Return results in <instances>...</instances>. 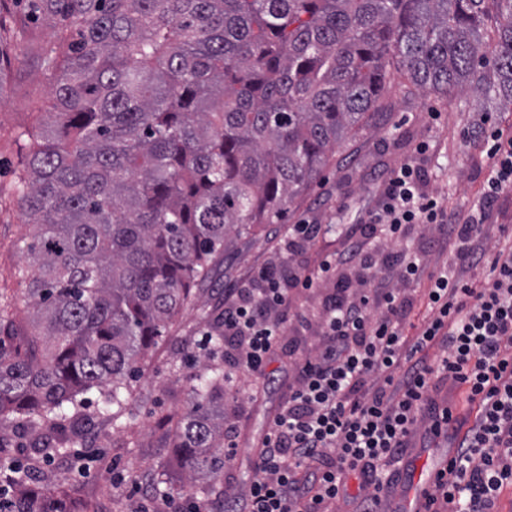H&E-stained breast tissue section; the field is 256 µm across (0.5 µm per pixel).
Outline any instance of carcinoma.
Instances as JSON below:
<instances>
[{"label":"carcinoma","mask_w":512,"mask_h":512,"mask_svg":"<svg viewBox=\"0 0 512 512\" xmlns=\"http://www.w3.org/2000/svg\"><path fill=\"white\" fill-rule=\"evenodd\" d=\"M497 39L483 40L490 6ZM67 35L41 40L0 0V78L25 40L54 76L49 125L10 196L33 226L34 332L0 316V433L47 458L91 421L122 430L130 382L232 226L279 224L355 136L398 72L422 94L512 112V0H37ZM210 353L224 318L209 324ZM175 427L178 497L224 496V364L195 375ZM41 471L0 463V512H77Z\"/></svg>","instance_id":"obj_1"}]
</instances>
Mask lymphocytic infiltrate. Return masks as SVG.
Here are the masks:
<instances>
[{"label":"lymphocytic infiltrate","instance_id":"1","mask_svg":"<svg viewBox=\"0 0 512 512\" xmlns=\"http://www.w3.org/2000/svg\"><path fill=\"white\" fill-rule=\"evenodd\" d=\"M477 139L488 170L481 197L467 212L448 208L423 183L419 160L386 171L379 198L359 223L343 228L344 247L313 272L293 260L320 233L302 220L282 238L283 264L254 268L224 291V371L267 376L297 321L316 339L294 360L288 398L275 414L245 488L247 512H389L400 467L414 437L451 441L446 468L426 493L425 512H497L512 487V244H490L489 212L512 191V135L483 115ZM419 234L445 252L428 270L424 254L404 249ZM483 268L481 286L468 278ZM424 283L426 316L409 317L407 296ZM442 354L429 361L427 351ZM452 380L473 420L429 396L436 376ZM356 476L358 495L347 479Z\"/></svg>","mask_w":512,"mask_h":512}]
</instances>
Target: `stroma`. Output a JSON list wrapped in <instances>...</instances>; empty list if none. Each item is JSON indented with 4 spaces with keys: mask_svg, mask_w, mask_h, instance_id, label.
Masks as SVG:
<instances>
[{
    "mask_svg": "<svg viewBox=\"0 0 512 512\" xmlns=\"http://www.w3.org/2000/svg\"><path fill=\"white\" fill-rule=\"evenodd\" d=\"M13 56L12 79L0 92V188L4 190L11 187L20 162L14 132L46 123L52 106L50 73L26 45L15 47ZM434 109L442 114L437 125L428 118ZM482 115L483 103L475 96L412 94L401 77H394L365 129L335 150L321 182L289 206L284 224L306 219L322 227L313 245L298 256V263L315 268L323 255L342 248L337 225L356 223L375 206L377 175L408 158L420 140H429L433 147L421 163L428 187L455 209L476 202L487 174L486 157L474 137ZM282 226L257 224L250 234L230 235L211 280L193 289L141 362L131 382L127 432L113 431L108 405L100 393H93L92 428L74 451H62L42 466L49 485L67 484L84 512H143L147 499L162 501L166 489L181 486L183 470L170 445L171 421L190 402L198 343L210 318L223 310L225 288L279 255ZM32 232L17 203L0 206V308L7 309L24 330L32 321L30 286L36 274L25 249ZM20 268L26 269V279L17 276ZM268 376L261 399L239 400V453L221 474L224 496L209 500L211 512H237L242 506L238 493L252 473L256 448L288 383L287 356L273 359Z\"/></svg>",
    "mask_w": 512,
    "mask_h": 512,
    "instance_id": "35a3bbf8",
    "label": "stroma"
}]
</instances>
